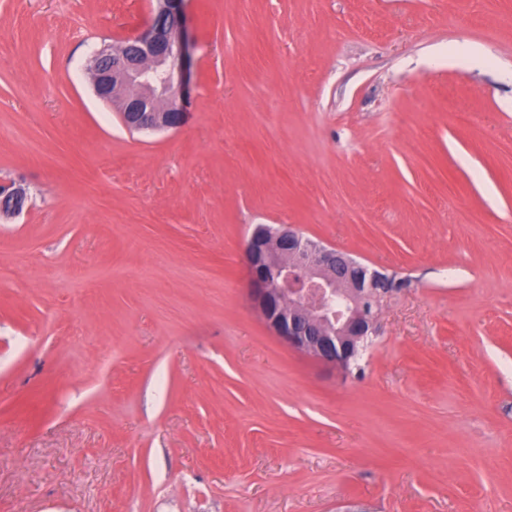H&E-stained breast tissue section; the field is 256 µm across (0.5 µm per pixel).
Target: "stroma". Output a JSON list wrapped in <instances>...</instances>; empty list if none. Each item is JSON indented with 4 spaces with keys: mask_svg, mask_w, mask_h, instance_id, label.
Instances as JSON below:
<instances>
[{
    "mask_svg": "<svg viewBox=\"0 0 512 512\" xmlns=\"http://www.w3.org/2000/svg\"><path fill=\"white\" fill-rule=\"evenodd\" d=\"M187 117L93 93L148 0H0V512H512V0H185ZM288 224L407 279L359 368L265 327ZM27 189L22 181L0 182V214H19L27 201Z\"/></svg>",
    "mask_w": 512,
    "mask_h": 512,
    "instance_id": "35a3bbf8",
    "label": "stroma"
}]
</instances>
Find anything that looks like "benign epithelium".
Masks as SVG:
<instances>
[{
  "mask_svg": "<svg viewBox=\"0 0 512 512\" xmlns=\"http://www.w3.org/2000/svg\"><path fill=\"white\" fill-rule=\"evenodd\" d=\"M183 2L156 0L145 30L92 56L96 95L118 103L131 130H176L185 121L190 43ZM27 199L22 181L0 182L1 215L20 213ZM244 254L252 306L270 331L288 347L343 370L375 334L381 301L408 286L286 225H257Z\"/></svg>",
  "mask_w": 512,
  "mask_h": 512,
  "instance_id": "benign-epithelium-1",
  "label": "benign epithelium"
}]
</instances>
